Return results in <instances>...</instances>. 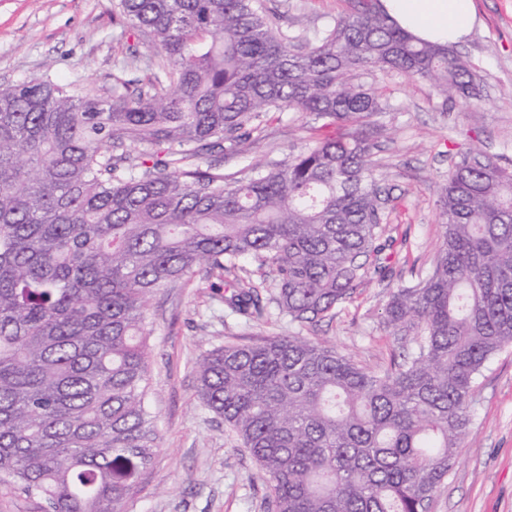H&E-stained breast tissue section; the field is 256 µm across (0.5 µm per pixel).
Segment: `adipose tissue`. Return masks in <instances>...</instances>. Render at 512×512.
Returning <instances> with one entry per match:
<instances>
[{
  "instance_id": "obj_1",
  "label": "adipose tissue",
  "mask_w": 512,
  "mask_h": 512,
  "mask_svg": "<svg viewBox=\"0 0 512 512\" xmlns=\"http://www.w3.org/2000/svg\"><path fill=\"white\" fill-rule=\"evenodd\" d=\"M381 4L414 37L440 44L464 41L477 21L475 0H381Z\"/></svg>"
}]
</instances>
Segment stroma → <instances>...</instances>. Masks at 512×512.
Returning a JSON list of instances; mask_svg holds the SVG:
<instances>
[{"label":"stroma","instance_id":"obj_1","mask_svg":"<svg viewBox=\"0 0 512 512\" xmlns=\"http://www.w3.org/2000/svg\"><path fill=\"white\" fill-rule=\"evenodd\" d=\"M289 35H310L349 12L351 0H268ZM480 25L459 54L480 71L485 99L467 106L428 82L390 71L377 84L388 101L371 119L375 159L391 207L399 214L388 235L395 258L384 277L367 280L332 319L298 326L282 316L265 290L267 315L250 321L230 313L221 289L201 277L160 289L149 301L150 409L159 446L127 501L125 512H264L265 481L223 420L199 399L195 364L229 341L268 336L323 340L376 368L399 348L388 336L384 308L392 289L426 278L443 227L436 186L459 153L480 148L512 167V0H476ZM113 0H0V88L28 77L65 84L79 94L111 89L115 75L143 77L125 67L130 52L156 57L147 38L125 32ZM315 121L283 112L242 154L221 155L225 173L246 178L253 163H271L304 148ZM469 446L429 512H512V347L487 363L475 388Z\"/></svg>","mask_w":512,"mask_h":512}]
</instances>
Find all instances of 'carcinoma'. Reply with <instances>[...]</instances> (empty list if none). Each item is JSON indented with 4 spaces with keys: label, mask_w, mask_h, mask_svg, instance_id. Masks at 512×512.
I'll use <instances>...</instances> for the list:
<instances>
[{
    "label": "carcinoma",
    "mask_w": 512,
    "mask_h": 512,
    "mask_svg": "<svg viewBox=\"0 0 512 512\" xmlns=\"http://www.w3.org/2000/svg\"><path fill=\"white\" fill-rule=\"evenodd\" d=\"M298 41L265 0H117L161 62L105 94L33 77L0 89V484L45 512H122L158 447L146 307L192 278L224 304L315 325L392 255L367 119L387 70L482 101L449 45L380 0ZM281 112L322 121L244 181L202 166ZM432 273L395 289L387 332L415 348L372 369L302 336L198 360L203 403L256 462L267 512H428L471 433L477 377L512 345V168L471 149L438 186ZM254 269L248 271L242 262Z\"/></svg>",
    "instance_id": "obj_1"
}]
</instances>
